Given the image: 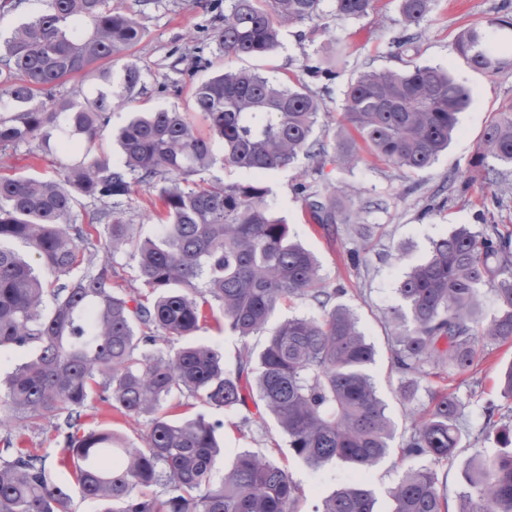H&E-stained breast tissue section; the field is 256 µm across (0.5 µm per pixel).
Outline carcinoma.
Listing matches in <instances>:
<instances>
[{
  "mask_svg": "<svg viewBox=\"0 0 512 512\" xmlns=\"http://www.w3.org/2000/svg\"><path fill=\"white\" fill-rule=\"evenodd\" d=\"M113 0H46L45 9L0 41V155L23 146L36 158L69 159L56 178L0 173V350L30 356L5 381L0 413L17 429L52 424L80 497L96 512H300V491L288 466L248 449L224 477L214 479L224 422L200 404L234 411L252 400L243 424H277L292 457L317 470L330 463L362 475L392 455L418 460L390 489L391 512H448L434 466L458 448L462 403L455 376L472 371L485 347L512 339V230L487 221L508 192L512 169V102L486 127L478 146L482 167L448 197L467 188L482 198L481 228L466 226L432 242L398 288L403 304L385 319L397 326L391 363L410 386L425 385L429 403L411 433L391 446L395 428L371 375L375 351L353 313L336 302L321 266L273 216L264 179L303 156L311 180L297 184L309 220L328 229L350 225L353 265L369 237L363 213L348 192L325 178L328 164L350 166L363 155L410 173L432 166L471 101L451 66L420 65V23L434 0H397L399 33L392 47L406 56L401 70H367L350 79L341 110L350 127L331 148L315 135L322 100L298 76L272 82L250 70L222 71L191 87L202 135L186 113L157 109L134 116L116 134L121 162L100 152V133L112 114L144 84L140 67H115L142 38L134 11ZM323 0H228L216 44L225 56H264L279 28L321 18ZM338 17L361 19L375 0H332ZM499 17L472 24L454 52L472 70L497 75L512 60L494 44ZM349 46L336 39L335 56L312 73L330 77L346 64ZM81 76L87 90L68 97L63 86ZM222 145V158L214 153ZM249 175L244 181L199 178L216 161ZM155 195L162 224L140 237L118 209L137 189ZM102 241L104 256L89 250ZM17 240L29 259L9 246ZM133 261L124 288L116 254ZM499 297L496 312L481 310L483 288ZM314 302L316 316H291L253 355L248 340L264 332L283 303ZM224 319L242 342L235 369L196 333ZM109 412L150 416L140 444L112 428L83 429V418ZM484 407L483 431H496L501 450L474 460L461 512H512V428ZM70 488L58 485L39 448L0 438V512H71ZM313 512H374L362 480L320 495Z\"/></svg>",
  "mask_w": 512,
  "mask_h": 512,
  "instance_id": "obj_1",
  "label": "carcinoma"
}]
</instances>
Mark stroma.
<instances>
[{
    "mask_svg": "<svg viewBox=\"0 0 512 512\" xmlns=\"http://www.w3.org/2000/svg\"><path fill=\"white\" fill-rule=\"evenodd\" d=\"M500 2L435 0L432 12L420 26L423 37L416 62L452 64L455 76L471 93L469 107L459 115V131L436 163L414 175L381 163H362L353 168L326 165L324 173L328 179L345 187L353 198L372 204L366 219L376 230L359 266H351L347 259L351 242L345 225L326 232L307 221L302 201L294 191L302 172L311 167L307 159H299L265 181L270 189L267 202L271 211L290 224L298 240L317 256L330 285L345 288L340 301L356 316L367 342L375 348L371 373L400 438L409 433L414 413L428 403L430 394L424 389L406 392L401 375L392 369L389 338L394 330L386 324L385 315L401 305L397 288L408 270L428 256L432 241L455 227L476 223L479 203L474 197L449 201L442 210L433 213L427 207L449 175L462 180L474 172L477 145L487 123L494 111L512 100V69L486 76L458 60L453 49L455 34L472 22L495 15ZM122 6L135 11L142 27V39L129 56L145 70L147 79L128 109L114 113L109 129L102 134L104 155L112 162L121 159L118 147L112 143V131L127 121L130 112L160 107L192 112L184 85L204 79L225 65L253 68L277 82L291 72L306 75L309 86L318 92L328 111L318 132L331 139L346 132L340 107L351 75L368 65L394 70L403 67L389 48L391 38L399 31L395 0H379L376 10L360 20L336 17L331 0H324L327 25L351 47L346 71L330 80L306 74L307 67L316 65L328 41L323 37L308 41L303 36L304 25L282 27L279 46L265 56L227 58L220 56L214 42L219 18L224 13V0H153L146 6L140 5L139 0H123ZM511 364L512 343L493 344L488 346L477 371L458 375L454 382L464 405L462 439L454 459L437 467L440 489L448 499L450 512H457L463 500L464 474L470 461L499 450L495 439L481 434L485 403L491 400L500 405L503 422H512V399L505 398L498 385L501 369ZM207 415L223 418L226 423L221 434L224 456L221 465L215 468L216 477H223L225 464L244 449L289 460L286 439L275 424L249 430L239 428L237 414H221L211 409ZM289 462L292 478L302 492L304 512H312L319 492L331 491L354 477L352 470L340 463L314 471L301 462Z\"/></svg>",
    "mask_w": 512,
    "mask_h": 512,
    "instance_id": "stroma-1",
    "label": "stroma"
}]
</instances>
